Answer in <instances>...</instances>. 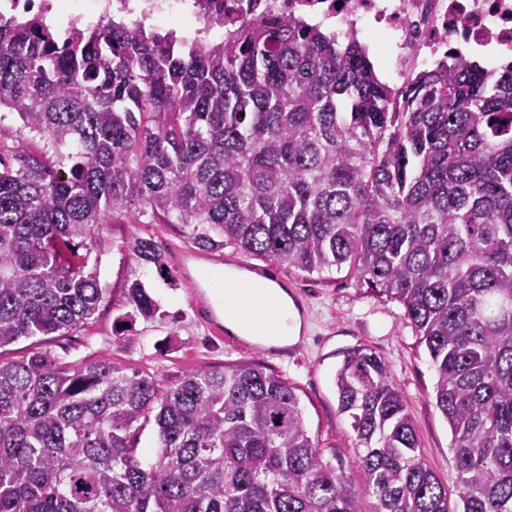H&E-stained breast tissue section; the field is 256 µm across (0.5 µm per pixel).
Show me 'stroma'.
<instances>
[{"mask_svg":"<svg viewBox=\"0 0 512 512\" xmlns=\"http://www.w3.org/2000/svg\"><path fill=\"white\" fill-rule=\"evenodd\" d=\"M98 238V272L107 294L94 318L66 336L20 341L6 358L36 350L74 365L108 360L163 381L196 368L259 359L295 387L305 427L323 460L342 466L350 486L360 490L367 478L354 462L355 434L338 408L335 373L344 351L363 346L388 364L393 384L404 395L421 457L448 492H455L452 434L435 406L436 373L399 302L366 293L348 269L308 274L231 244L193 260L192 274L198 279L217 265H244L287 287L301 310L303 331L296 343L267 351L230 332H214L206 317L207 288H190L177 266L182 253L195 248L191 227L159 220L137 224L122 213L100 226ZM142 238L158 244L164 269L139 263L132 255V245ZM135 279L159 303L155 319H125L126 288Z\"/></svg>","mask_w":512,"mask_h":512,"instance_id":"obj_1","label":"stroma"}]
</instances>
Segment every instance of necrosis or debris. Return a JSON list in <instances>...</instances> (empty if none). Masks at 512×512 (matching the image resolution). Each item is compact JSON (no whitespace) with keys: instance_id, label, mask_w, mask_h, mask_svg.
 <instances>
[{"instance_id":"1","label":"necrosis or debris","mask_w":512,"mask_h":512,"mask_svg":"<svg viewBox=\"0 0 512 512\" xmlns=\"http://www.w3.org/2000/svg\"><path fill=\"white\" fill-rule=\"evenodd\" d=\"M0 10L65 30L114 19L131 27L175 22L200 45L246 22L291 17L327 27L340 41L366 37L402 83L447 64L452 52L478 50L492 65L512 54V0H0Z\"/></svg>"}]
</instances>
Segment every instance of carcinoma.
Masks as SVG:
<instances>
[{
  "label": "carcinoma",
  "instance_id": "carcinoma-1",
  "mask_svg": "<svg viewBox=\"0 0 512 512\" xmlns=\"http://www.w3.org/2000/svg\"><path fill=\"white\" fill-rule=\"evenodd\" d=\"M2 111L43 146L0 159V351L93 319L96 230L116 211L186 224L203 252L347 265L402 304L427 349L458 503L363 347L335 376L361 491L259 360L162 383L33 352L0 359V512H512V63L450 55L394 88L356 37L296 19L200 46L1 15ZM132 253L163 265L151 239ZM126 301L129 319L159 313L138 280Z\"/></svg>",
  "mask_w": 512,
  "mask_h": 512
}]
</instances>
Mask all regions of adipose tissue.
<instances>
[{"label":"adipose tissue","instance_id":"ef3b65f1","mask_svg":"<svg viewBox=\"0 0 512 512\" xmlns=\"http://www.w3.org/2000/svg\"><path fill=\"white\" fill-rule=\"evenodd\" d=\"M224 325L234 334L268 347H285L298 341L302 323L286 288L281 284L238 271L225 273Z\"/></svg>","mask_w":512,"mask_h":512}]
</instances>
